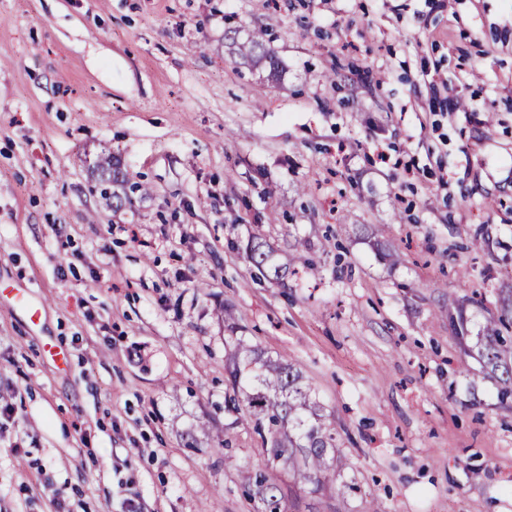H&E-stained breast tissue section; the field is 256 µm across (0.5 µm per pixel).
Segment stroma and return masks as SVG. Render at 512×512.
<instances>
[{"instance_id": "1", "label": "stroma", "mask_w": 512, "mask_h": 512, "mask_svg": "<svg viewBox=\"0 0 512 512\" xmlns=\"http://www.w3.org/2000/svg\"><path fill=\"white\" fill-rule=\"evenodd\" d=\"M0 285V512H254L239 339L336 434L289 512H512V0H0ZM99 177H100V182L102 184H104V183L107 185L115 184L116 186L121 187L122 193H119L116 191H112V193L108 192L109 186H107L101 190V193H103V195L105 197H110L112 195V198H116L117 202H119L120 205L123 204L124 200L131 204L132 194L141 190L139 185H130L128 187H125V180L122 179V176L120 175V172L118 171V169L116 167H114V165L111 164L110 162H107L100 166ZM484 358L494 370L502 371L505 382L512 381V343L507 344L495 320H490L484 336Z\"/></svg>"}]
</instances>
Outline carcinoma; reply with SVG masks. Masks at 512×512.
<instances>
[{
  "instance_id": "cac0c4a2",
  "label": "carcinoma",
  "mask_w": 512,
  "mask_h": 512,
  "mask_svg": "<svg viewBox=\"0 0 512 512\" xmlns=\"http://www.w3.org/2000/svg\"><path fill=\"white\" fill-rule=\"evenodd\" d=\"M238 52L256 64L267 60L275 65L261 35L240 46ZM100 182L107 184L101 193L116 198L119 203L132 202V194L140 190L138 185L125 186L120 172L109 162L100 166ZM112 184L122 187V192H108ZM506 324L507 319L503 317L488 322L484 358L492 369L502 371L509 383L512 343H507L500 330ZM259 359L256 350L238 344L228 367L232 393L225 397L224 408L245 414L261 438L266 460L253 471L249 483L252 495L258 499V512H286L278 474L286 471L298 483L310 487V492H319L330 477L333 465L330 453L336 448V438L318 418L308 391L302 386L300 371L291 364L272 359L251 367Z\"/></svg>"
}]
</instances>
